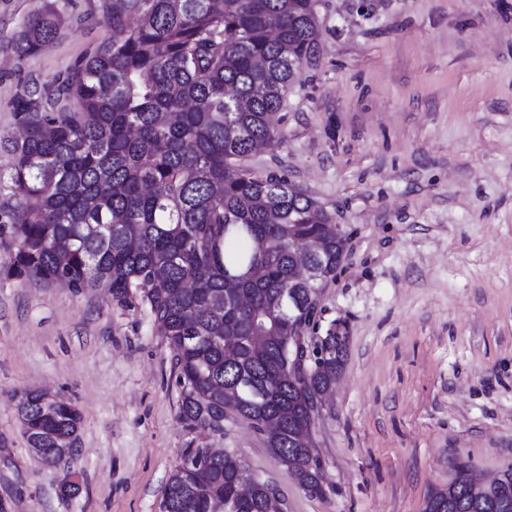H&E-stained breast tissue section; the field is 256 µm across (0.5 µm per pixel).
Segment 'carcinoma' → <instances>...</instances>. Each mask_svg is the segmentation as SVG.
<instances>
[{"label": "carcinoma", "instance_id": "1", "mask_svg": "<svg viewBox=\"0 0 512 512\" xmlns=\"http://www.w3.org/2000/svg\"><path fill=\"white\" fill-rule=\"evenodd\" d=\"M321 0H120L105 16L112 35L50 86H24L14 101L19 139L0 174V249L17 277L105 288L119 304L139 293L173 352L179 415L224 430L249 420L275 462L299 485L322 491L310 446L321 393L345 365L348 331L330 337L333 363L288 357L311 322L288 320L291 293L316 308L317 289L293 279L298 249L330 238L333 269L345 239L333 215L275 174L248 165L277 140L276 114L295 75L319 57ZM61 16L35 11L10 51L22 61L47 49ZM255 275L227 285V275ZM264 337L260 351L226 336ZM29 443L61 457L79 413L30 393L19 408ZM205 472L173 471L166 512H268L274 487L245 497L248 467L209 456ZM505 484L451 481L431 488L422 512H512Z\"/></svg>", "mask_w": 512, "mask_h": 512}]
</instances>
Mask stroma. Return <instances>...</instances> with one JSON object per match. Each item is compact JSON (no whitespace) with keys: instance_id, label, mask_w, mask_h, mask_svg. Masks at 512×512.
<instances>
[{"instance_id":"1","label":"stroma","mask_w":512,"mask_h":512,"mask_svg":"<svg viewBox=\"0 0 512 512\" xmlns=\"http://www.w3.org/2000/svg\"><path fill=\"white\" fill-rule=\"evenodd\" d=\"M47 49L6 54L40 0H0V138L22 86L111 33V0H52ZM315 65L252 157L330 211L345 252L312 335L348 329L313 428L322 491L300 487L241 418L179 416L173 353L139 297L8 275L0 252V512H159L188 448L236 454L282 512H421L465 459L512 466V0H322ZM45 388L82 417L76 453L28 448L14 396Z\"/></svg>"}]
</instances>
